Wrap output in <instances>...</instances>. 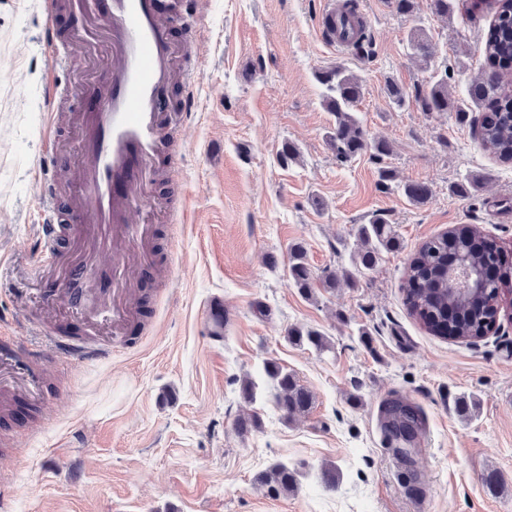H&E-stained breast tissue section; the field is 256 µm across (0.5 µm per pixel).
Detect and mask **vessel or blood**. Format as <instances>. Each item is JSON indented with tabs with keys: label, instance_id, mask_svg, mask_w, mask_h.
Here are the masks:
<instances>
[{
	"label": "vessel or blood",
	"instance_id": "vessel-or-blood-1",
	"mask_svg": "<svg viewBox=\"0 0 512 512\" xmlns=\"http://www.w3.org/2000/svg\"><path fill=\"white\" fill-rule=\"evenodd\" d=\"M69 9L80 22L68 33L70 41L84 47L89 56L106 54L112 66L97 79L99 107L85 115L80 126L81 142L75 163L77 222L70 235L91 234L97 253L111 254L113 334L128 325L133 308L126 287L133 267L145 262L147 253H133L123 246L134 229L130 217L143 209L146 188L152 180L156 159L167 141L162 114L168 107L167 92L174 81L172 63L180 46L171 35L169 16L192 19L195 0H69ZM319 27L331 47L345 51L352 47L368 26L362 16L345 12L339 0H326ZM45 154L35 169L42 186L39 205L49 214L48 223L38 225L39 240L61 235L54 220L56 199L55 123L43 124ZM202 326L205 336L223 335L229 314L224 298L211 296L207 301ZM52 346L67 360L84 362L104 360L112 355V346L104 338L78 343L52 339ZM39 373L32 364L17 361L13 355L0 357V390L33 385Z\"/></svg>",
	"mask_w": 512,
	"mask_h": 512
}]
</instances>
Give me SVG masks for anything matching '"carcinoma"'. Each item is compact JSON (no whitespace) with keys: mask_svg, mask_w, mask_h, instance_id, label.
Returning <instances> with one entry per match:
<instances>
[{"mask_svg":"<svg viewBox=\"0 0 512 512\" xmlns=\"http://www.w3.org/2000/svg\"><path fill=\"white\" fill-rule=\"evenodd\" d=\"M431 5L433 12L442 17L451 18L459 11L458 0H431ZM485 8L493 12L484 42L491 70L467 90L468 98L482 109L480 121L470 115L469 106L448 97V82L443 78L425 91L409 92L391 83L387 94L391 103L399 108L413 100L425 112H453L457 122L464 126L472 128L479 124L477 136L484 150L503 162H512V0H474L471 17ZM408 44L425 67L433 65L424 28H411ZM317 80L325 88L326 109L336 117V126L328 135L329 145L337 159L347 162L367 144L366 132L355 115L363 95L362 84L341 66L320 71ZM394 190L416 203L425 202L430 195L429 187L420 183L406 182L394 186ZM354 232L363 243V249L354 258V272L348 275L351 280L358 274L372 271L382 251L401 246L393 226L380 216L366 224L355 225ZM501 265L496 245L486 241L477 226L462 224L425 241L411 258L404 305L411 316L436 336L481 339L494 328L501 289L506 287L509 278L506 270L493 278L488 277L486 271ZM311 279L305 248L295 243L289 250L288 280L301 293L307 294ZM287 339L318 351L329 347L326 337L312 328H291ZM264 371L272 385L271 401L285 417L309 410L311 396L292 373L275 361L266 362ZM385 415L386 435L408 444L415 440L420 429L416 408L392 401L385 408ZM296 482L297 469L285 462L272 464L260 477L261 486L275 496L289 492Z\"/></svg>","mask_w":512,"mask_h":512,"instance_id":"1","label":"carcinoma"}]
</instances>
